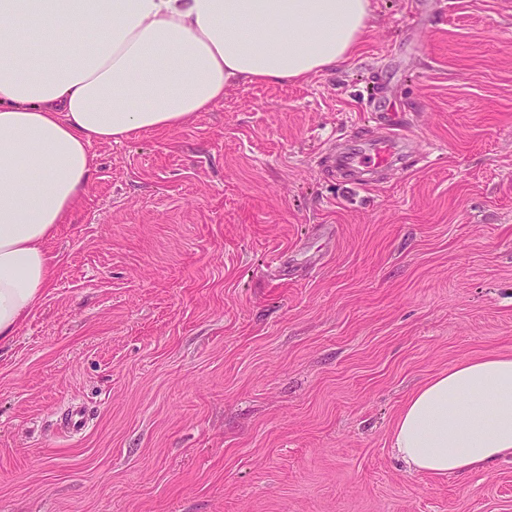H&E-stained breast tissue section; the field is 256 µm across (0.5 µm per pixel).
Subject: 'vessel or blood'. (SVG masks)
<instances>
[{
  "mask_svg": "<svg viewBox=\"0 0 512 512\" xmlns=\"http://www.w3.org/2000/svg\"><path fill=\"white\" fill-rule=\"evenodd\" d=\"M413 139L405 126L387 121L384 134L352 140L340 151L332 153V172L366 187L376 172L404 165Z\"/></svg>",
  "mask_w": 512,
  "mask_h": 512,
  "instance_id": "obj_1",
  "label": "vessel or blood"
}]
</instances>
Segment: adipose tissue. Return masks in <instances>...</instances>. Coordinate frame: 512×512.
I'll return each mask as SVG.
<instances>
[{
  "instance_id": "ef3b65f1",
  "label": "adipose tissue",
  "mask_w": 512,
  "mask_h": 512,
  "mask_svg": "<svg viewBox=\"0 0 512 512\" xmlns=\"http://www.w3.org/2000/svg\"><path fill=\"white\" fill-rule=\"evenodd\" d=\"M369 19L370 0H0V342L53 281L46 245L93 183V144L179 129L239 81L340 67ZM49 42L67 64L36 66ZM391 446L429 476L512 458V357L437 373Z\"/></svg>"
}]
</instances>
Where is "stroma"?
<instances>
[{"mask_svg":"<svg viewBox=\"0 0 512 512\" xmlns=\"http://www.w3.org/2000/svg\"><path fill=\"white\" fill-rule=\"evenodd\" d=\"M371 3L341 67L93 144L0 344V512H512V459L390 448L412 390L512 356V0ZM379 86L430 157L340 183L319 159Z\"/></svg>","mask_w":512,"mask_h":512,"instance_id":"stroma-1","label":"stroma"}]
</instances>
